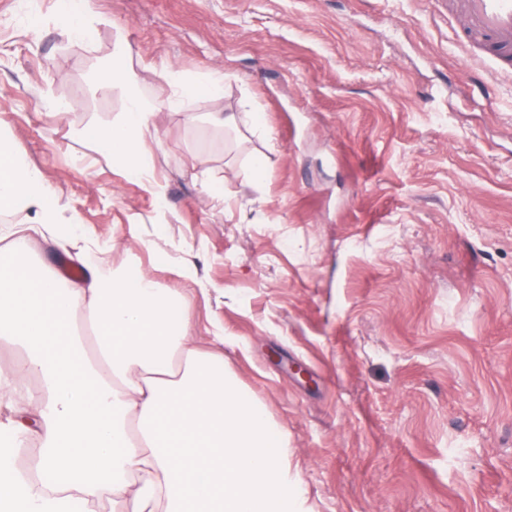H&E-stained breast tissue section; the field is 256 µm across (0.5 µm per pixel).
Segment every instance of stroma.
I'll return each mask as SVG.
<instances>
[{
	"instance_id": "stroma-1",
	"label": "stroma",
	"mask_w": 512,
	"mask_h": 512,
	"mask_svg": "<svg viewBox=\"0 0 512 512\" xmlns=\"http://www.w3.org/2000/svg\"><path fill=\"white\" fill-rule=\"evenodd\" d=\"M35 2L0 0V119L77 229L31 254L183 293L309 512H512V75L448 0H83V38ZM116 64L157 107L162 196L78 135L122 118ZM247 103L259 132L209 120ZM223 80L218 81L210 78L197 79L195 81L179 86L178 96H195L200 94L216 95L222 92Z\"/></svg>"
}]
</instances>
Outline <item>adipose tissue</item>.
I'll list each match as a JSON object with an SVG mask.
<instances>
[{
    "label": "adipose tissue",
    "mask_w": 512,
    "mask_h": 512,
    "mask_svg": "<svg viewBox=\"0 0 512 512\" xmlns=\"http://www.w3.org/2000/svg\"><path fill=\"white\" fill-rule=\"evenodd\" d=\"M122 119L89 126L83 139L154 183L143 160L153 109L133 71ZM30 224L0 229L15 257L0 275V339L26 352L0 371V407L16 438L35 437V471L0 451V504L17 512H69L72 501L117 512H305L288 474L282 431L188 336L181 296L143 270H94L59 282L27 259L29 232H58L63 207L42 174L0 131V211ZM34 376L38 393L22 392Z\"/></svg>",
    "instance_id": "obj_1"
}]
</instances>
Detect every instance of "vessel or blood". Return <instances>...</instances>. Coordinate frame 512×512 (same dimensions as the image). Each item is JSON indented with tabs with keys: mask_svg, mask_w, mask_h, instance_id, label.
<instances>
[{
	"mask_svg": "<svg viewBox=\"0 0 512 512\" xmlns=\"http://www.w3.org/2000/svg\"><path fill=\"white\" fill-rule=\"evenodd\" d=\"M459 9V41L480 50L493 70L512 72V0H459Z\"/></svg>",
	"mask_w": 512,
	"mask_h": 512,
	"instance_id": "b4317fda",
	"label": "vessel or blood"
}]
</instances>
